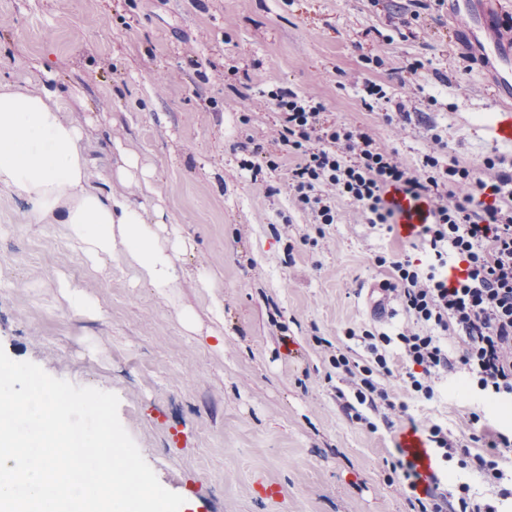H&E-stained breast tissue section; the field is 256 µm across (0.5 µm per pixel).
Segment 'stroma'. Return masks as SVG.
<instances>
[{
  "mask_svg": "<svg viewBox=\"0 0 512 512\" xmlns=\"http://www.w3.org/2000/svg\"><path fill=\"white\" fill-rule=\"evenodd\" d=\"M476 7L477 31L447 7L418 11L409 0H0L7 76L23 86L44 65L53 83L79 87L66 115L84 129L96 179L119 163V146L134 147L157 179L145 206L163 214L161 239L176 227L185 242L178 286L163 299L123 263L94 269L71 249L66 225L19 223L23 202L0 191V347L116 394L143 458L185 499L181 512H410L392 470L410 417L455 429L480 408L512 426V404L478 399L456 374L434 400H409L394 426L371 432L346 415L325 343L359 361L347 328L391 334L406 323L399 304L385 320L373 316L371 291L388 277L375 258L427 256L345 199L337 223L310 224L288 192L295 158L268 139L281 115L251 102L273 73L321 101L327 124L394 144L403 164H420L434 131L447 144L441 164H511L512 145L487 131L503 110L501 59L466 55L478 42L512 46L499 35L512 0ZM370 82L386 97L369 108ZM411 82L419 90L408 99ZM388 113L404 124L401 139ZM257 147L278 162L262 172L264 192L243 166ZM200 271L210 287L198 285ZM67 283L82 288L89 311L70 309ZM216 300L220 321L209 312ZM215 333L223 348L210 345ZM432 470L512 512V496L458 461ZM261 480L277 495H263Z\"/></svg>",
  "mask_w": 512,
  "mask_h": 512,
  "instance_id": "stroma-1",
  "label": "stroma"
}]
</instances>
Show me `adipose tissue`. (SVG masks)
Segmentation results:
<instances>
[{
    "label": "adipose tissue",
    "instance_id": "adipose-tissue-1",
    "mask_svg": "<svg viewBox=\"0 0 512 512\" xmlns=\"http://www.w3.org/2000/svg\"><path fill=\"white\" fill-rule=\"evenodd\" d=\"M72 90H35L0 75V190L23 201L28 224H64L73 247L93 264L118 260L161 297L177 286L176 249L164 247L144 198L157 185L130 148L116 176L135 182L140 200L94 186L82 128L63 115Z\"/></svg>",
    "mask_w": 512,
    "mask_h": 512
}]
</instances>
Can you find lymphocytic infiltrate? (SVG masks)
Segmentation results:
<instances>
[{
    "mask_svg": "<svg viewBox=\"0 0 512 512\" xmlns=\"http://www.w3.org/2000/svg\"><path fill=\"white\" fill-rule=\"evenodd\" d=\"M263 97L281 114L272 141L296 159L289 190L312 223H335L341 198L359 205L368 224L386 227L398 214L389 192L431 203L418 232L428 264L420 267L396 254L376 258L391 272L384 291L400 300L410 323L392 334L347 329V338L363 348L364 361L340 352L329 357L344 374L337 396L346 414L371 431L377 422L389 425L406 416L408 406L391 382L398 361L406 367L404 389L415 398L432 400L443 378L460 371L481 397L511 402L512 171L504 158H486L474 171L441 166L445 144L436 134L420 165L410 168L369 133L325 125L324 105L283 87L276 76L268 77ZM457 263L460 274L449 276ZM469 421L480 425L487 449L474 456L473 466L486 482L500 483L504 473L493 452L512 447V428L481 410L470 412ZM396 465L414 512H498L475 500L468 484L452 491L425 486L413 460L403 457Z\"/></svg>",
    "mask_w": 512,
    "mask_h": 512,
    "instance_id": "f902f5d3",
    "label": "lymphocytic infiltrate"
}]
</instances>
